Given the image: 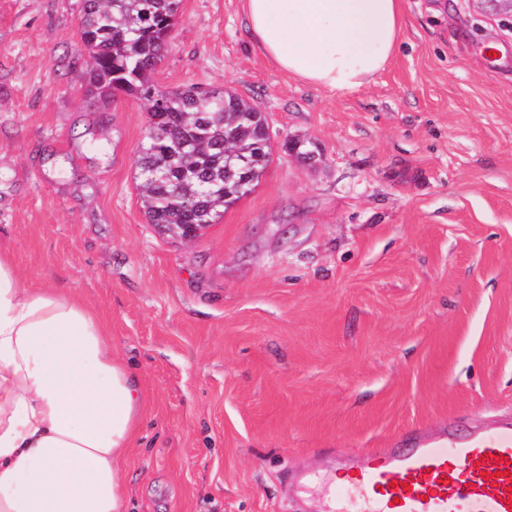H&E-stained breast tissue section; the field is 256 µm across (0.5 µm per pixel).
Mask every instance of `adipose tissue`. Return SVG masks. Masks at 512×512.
Returning <instances> with one entry per match:
<instances>
[{"instance_id": "ef3b65f1", "label": "adipose tissue", "mask_w": 512, "mask_h": 512, "mask_svg": "<svg viewBox=\"0 0 512 512\" xmlns=\"http://www.w3.org/2000/svg\"><path fill=\"white\" fill-rule=\"evenodd\" d=\"M259 52L295 80L351 92L398 55L402 0H243ZM145 407L81 296L25 282L0 251V512H123Z\"/></svg>"}]
</instances>
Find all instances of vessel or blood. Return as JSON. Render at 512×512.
I'll return each mask as SVG.
<instances>
[{"label":"vessel or blood","mask_w":512,"mask_h":512,"mask_svg":"<svg viewBox=\"0 0 512 512\" xmlns=\"http://www.w3.org/2000/svg\"><path fill=\"white\" fill-rule=\"evenodd\" d=\"M364 512H512V422L490 431L455 426L367 456L336 497Z\"/></svg>","instance_id":"b4317fda"}]
</instances>
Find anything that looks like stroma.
I'll return each mask as SVG.
<instances>
[{
  "label": "stroma",
  "mask_w": 512,
  "mask_h": 512,
  "mask_svg": "<svg viewBox=\"0 0 512 512\" xmlns=\"http://www.w3.org/2000/svg\"><path fill=\"white\" fill-rule=\"evenodd\" d=\"M81 7L0 0V249L142 377L125 512H333L354 456L512 419V28L489 0H403L398 56L353 92L279 71L242 0H182L156 86L228 89L271 136L187 243L142 208L144 100L86 91Z\"/></svg>",
  "instance_id": "stroma-1"
}]
</instances>
